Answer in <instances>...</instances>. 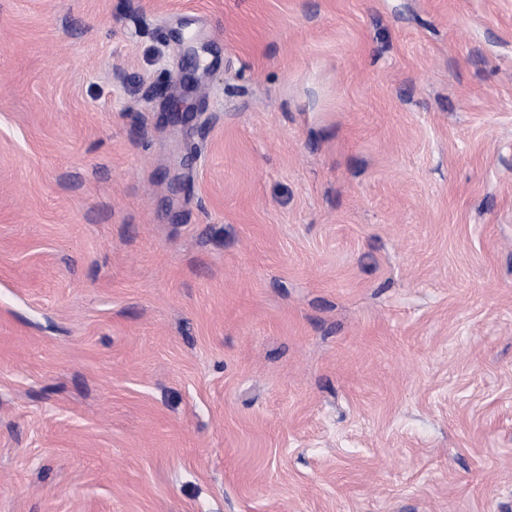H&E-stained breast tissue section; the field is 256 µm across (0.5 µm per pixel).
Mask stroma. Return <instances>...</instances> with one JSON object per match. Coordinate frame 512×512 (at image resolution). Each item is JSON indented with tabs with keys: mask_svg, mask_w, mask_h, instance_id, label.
<instances>
[{
	"mask_svg": "<svg viewBox=\"0 0 512 512\" xmlns=\"http://www.w3.org/2000/svg\"><path fill=\"white\" fill-rule=\"evenodd\" d=\"M0 512H512V0H0Z\"/></svg>",
	"mask_w": 512,
	"mask_h": 512,
	"instance_id": "35a3bbf8",
	"label": "stroma"
}]
</instances>
